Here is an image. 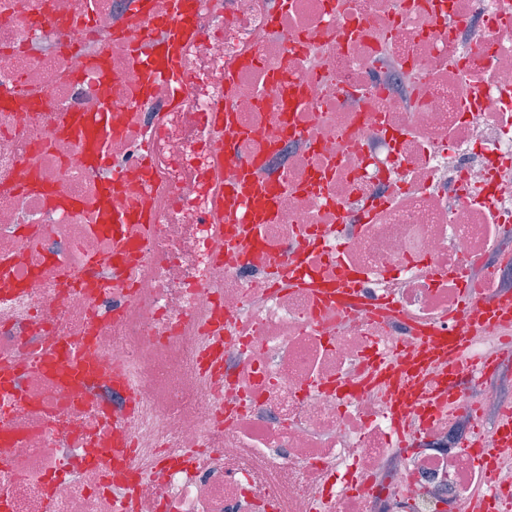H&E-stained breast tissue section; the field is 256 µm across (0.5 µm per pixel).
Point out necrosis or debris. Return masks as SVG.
Listing matches in <instances>:
<instances>
[{"label": "necrosis or debris", "mask_w": 512, "mask_h": 512, "mask_svg": "<svg viewBox=\"0 0 512 512\" xmlns=\"http://www.w3.org/2000/svg\"><path fill=\"white\" fill-rule=\"evenodd\" d=\"M218 0L187 5L179 106L132 44L170 0H0V504L8 512H464L512 502V328L472 338L512 291V0ZM234 73L226 92L225 71ZM241 129L218 155L209 120ZM104 121L81 141L68 117ZM227 250L204 222L240 164ZM148 199L137 235L113 178ZM352 287L346 302L327 288ZM224 320V374L204 375ZM494 358L399 428L376 368L420 329ZM93 374L68 382L65 349ZM495 449L487 472L483 448ZM215 131L222 137H234L239 127L235 120V113L228 107L226 102L216 104L211 112ZM127 253L128 249L126 243L120 239L115 242L112 255L96 257L93 259V263L111 266L113 276L119 277L125 272L124 259Z\"/></svg>", "instance_id": "4bbe7bcc"}]
</instances>
